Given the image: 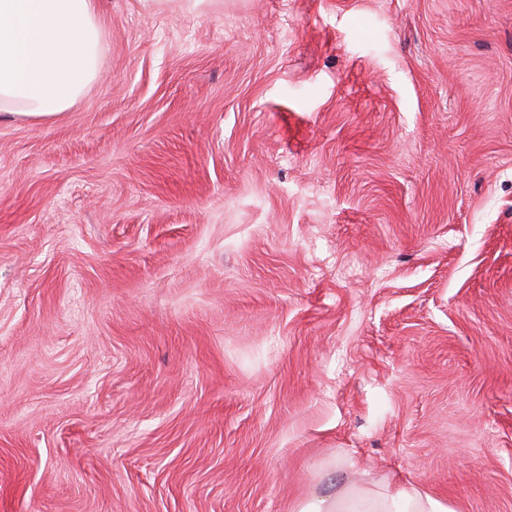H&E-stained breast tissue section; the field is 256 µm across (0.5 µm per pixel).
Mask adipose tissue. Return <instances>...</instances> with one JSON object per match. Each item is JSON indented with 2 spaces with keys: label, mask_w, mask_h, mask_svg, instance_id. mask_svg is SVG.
<instances>
[{
  "label": "adipose tissue",
  "mask_w": 512,
  "mask_h": 512,
  "mask_svg": "<svg viewBox=\"0 0 512 512\" xmlns=\"http://www.w3.org/2000/svg\"><path fill=\"white\" fill-rule=\"evenodd\" d=\"M99 42L96 0H0V112L60 118L93 80ZM344 471L334 492L294 512H453L413 480L360 479L350 464Z\"/></svg>",
  "instance_id": "obj_1"
}]
</instances>
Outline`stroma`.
<instances>
[{
    "mask_svg": "<svg viewBox=\"0 0 512 512\" xmlns=\"http://www.w3.org/2000/svg\"><path fill=\"white\" fill-rule=\"evenodd\" d=\"M97 14L0 120V512H512V0ZM354 462L336 491L298 502L293 512H454L448 503L417 482L393 474L356 479Z\"/></svg>",
    "mask_w": 512,
    "mask_h": 512,
    "instance_id": "stroma-1",
    "label": "stroma"
}]
</instances>
